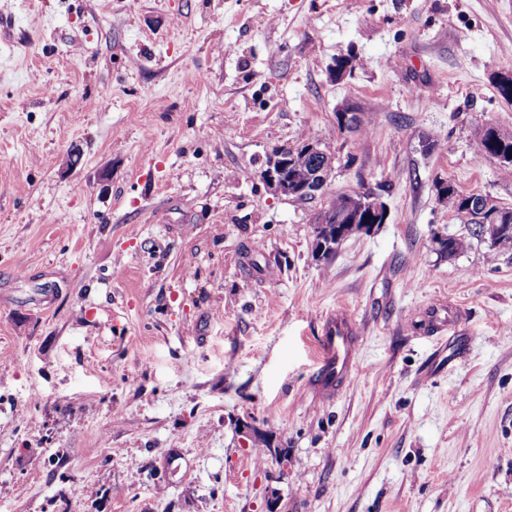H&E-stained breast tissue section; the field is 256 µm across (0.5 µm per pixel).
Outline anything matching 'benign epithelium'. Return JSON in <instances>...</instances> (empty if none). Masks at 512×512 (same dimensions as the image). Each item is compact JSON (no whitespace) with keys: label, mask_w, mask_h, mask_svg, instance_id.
Masks as SVG:
<instances>
[{"label":"benign epithelium","mask_w":512,"mask_h":512,"mask_svg":"<svg viewBox=\"0 0 512 512\" xmlns=\"http://www.w3.org/2000/svg\"><path fill=\"white\" fill-rule=\"evenodd\" d=\"M335 156L324 153L318 141H305L290 153L275 150L268 158L267 168L261 173V179L271 192L299 200L313 198L324 192L333 169ZM316 166L308 180L298 182L288 177V170L305 166L308 162ZM465 208L469 209L468 219L485 215L488 224H507L509 217L501 207L490 198L483 196L470 199ZM346 220L341 239L354 234L366 233L376 224H383L388 218L387 204L374 194L347 195ZM336 223V199L329 200L327 206L317 213L314 224V252L317 258L324 259L334 253L338 247L336 238L330 235L329 225Z\"/></svg>","instance_id":"1"}]
</instances>
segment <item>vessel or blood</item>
Instances as JSON below:
<instances>
[{
    "instance_id": "b4317fda",
    "label": "vessel or blood",
    "mask_w": 512,
    "mask_h": 512,
    "mask_svg": "<svg viewBox=\"0 0 512 512\" xmlns=\"http://www.w3.org/2000/svg\"><path fill=\"white\" fill-rule=\"evenodd\" d=\"M360 338L351 316L345 312L327 318L323 336V358L316 389L330 398L352 375L357 362Z\"/></svg>"
}]
</instances>
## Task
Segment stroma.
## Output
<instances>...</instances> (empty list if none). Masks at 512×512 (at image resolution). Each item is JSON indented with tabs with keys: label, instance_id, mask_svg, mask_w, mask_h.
<instances>
[{
	"label": "stroma",
	"instance_id": "obj_1",
	"mask_svg": "<svg viewBox=\"0 0 512 512\" xmlns=\"http://www.w3.org/2000/svg\"><path fill=\"white\" fill-rule=\"evenodd\" d=\"M508 74L512 0H0V512H512V246L439 193L512 207L472 136ZM306 140L325 194L271 193ZM363 192L386 223L316 258ZM310 160L316 169L308 180L304 181L309 176V167L291 170L294 180L288 177L289 169L305 166ZM334 160V155L324 153L320 142L305 141L290 153L274 150L268 158L267 168L261 173V179L267 189L277 195L299 200L315 198L323 194ZM346 196L344 194L334 196L313 220V224H315L314 252L319 259L327 258L336 253L338 245L346 238L354 234L369 232L375 224H383L387 221L388 207L379 196L374 194H346ZM346 201L347 206L345 207ZM344 212L347 219L341 224H336V218L337 223H340L342 218L338 217L342 216ZM329 224H333L330 225L332 226L331 232L340 229L344 224L341 238L337 242L336 232L334 237L330 235ZM325 238L327 239L326 242L324 241ZM360 338L347 312L327 318L323 336V358L315 384L323 399L330 398L352 375L357 362Z\"/></svg>",
	"mask_w": 512,
	"mask_h": 512
}]
</instances>
